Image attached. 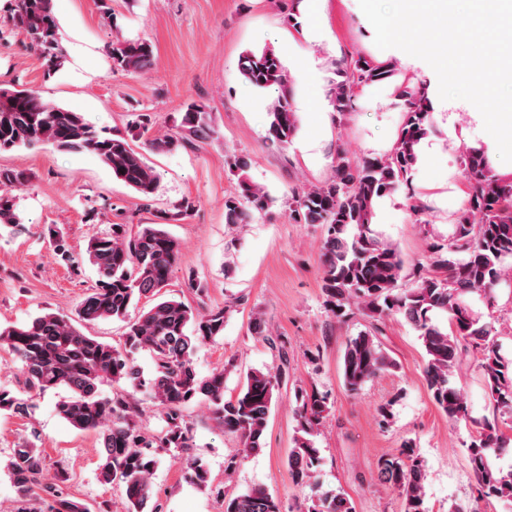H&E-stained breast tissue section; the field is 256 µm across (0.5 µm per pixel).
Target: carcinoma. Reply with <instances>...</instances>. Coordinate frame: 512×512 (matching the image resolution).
<instances>
[{"label":"carcinoma","mask_w":512,"mask_h":512,"mask_svg":"<svg viewBox=\"0 0 512 512\" xmlns=\"http://www.w3.org/2000/svg\"><path fill=\"white\" fill-rule=\"evenodd\" d=\"M51 0H16L12 17L28 39L29 48L53 60L58 58L57 27ZM112 66L117 71L137 73L152 60L151 45L117 37L112 41ZM244 80L259 90L276 88L280 94L268 106L269 132L288 144L297 130L298 116L287 90L285 67L277 53L265 47L248 50L239 58ZM388 63L360 56L337 68L339 80L331 88L334 112L349 111L354 89L360 84L392 78ZM406 106L405 119L396 144L385 157L354 162L344 153L336 155V175L329 183L312 187L292 197L289 217L302 224H321L323 259L322 290L338 310L357 304L380 320L392 311L403 314L418 333L426 361L425 379L435 404L450 418L468 416L464 391L451 377L460 361L459 340H469L482 352L481 367L494 411L512 417V359L507 358L492 329L479 323L466 304L473 293L487 292L500 281L512 284V181L494 175L483 153L468 150L462 163L469 179V198L459 218L448 250L464 254L453 262L436 259L433 273L418 280L407 292L396 288L403 269L397 248L372 224L373 202L408 183L417 163L416 146L429 133V105L425 91L404 86L398 94ZM182 135H164L147 142V149L170 153L202 137L208 130L206 112L188 106L181 121ZM47 144L65 151L96 154L112 176L148 202L154 195L158 174L144 154L122 136H104L78 113L45 101L35 91L0 89V152L19 146ZM232 168L238 172L239 193L224 200L227 224H248L265 213L274 202L262 187L247 177L249 162L237 157ZM20 173L0 169V228L18 233L16 201L11 191L23 184ZM60 260L73 263L64 237L49 231ZM178 241L159 224H142L131 232L126 224H113L107 231L93 233L87 242L86 260L96 280L80 302L77 315L82 322L123 320L129 308L145 301L140 316L127 323L123 341L113 345L79 330L65 315L46 310L23 322L0 326V351L7 350L19 361L24 392L41 395L66 388L70 395L56 402V414L70 426L93 431L101 439L99 478L105 484L124 488L126 512H156L152 476L157 460L153 448H175L181 452L185 475L191 481L207 482L202 461L191 454L193 433L183 408L193 400L207 405L211 418L224 432L236 436L241 453L225 466L232 475L242 455L262 448L263 435L282 383L288 380L283 367L246 373L236 396L224 397L227 368L199 376L194 357L199 348L224 331L230 306L197 308L167 296L164 288L178 263ZM448 317L451 327L438 321ZM252 335L274 344L267 321L259 313L250 322ZM147 350L152 356L149 377L135 362V354ZM394 363L383 352L376 336L360 333L349 339L342 364L343 382L356 393L377 374ZM112 385V392L102 386ZM145 392L162 415L163 429L156 434L143 431L138 423L139 400ZM294 415L298 435L288 456L294 485L315 484L319 449L312 436L328 411L319 393L295 389ZM27 400L0 387V412L27 414ZM512 453V438L500 429L498 420H484L468 446L472 469L483 489L512 506V469L495 468L491 460ZM380 477L394 484L403 499L404 512H427L424 507L423 465L413 454L407 460L387 459L379 467ZM9 474L16 492L14 512H90L87 504L65 491V478L48 472L45 457L36 444L24 440L12 449ZM224 512H282L281 501L262 485L241 493L220 492ZM304 512H355L341 493L325 492L311 499Z\"/></svg>","instance_id":"cac0c4a2"}]
</instances>
